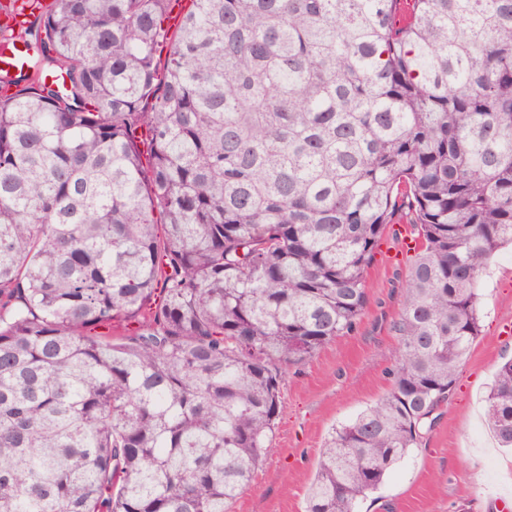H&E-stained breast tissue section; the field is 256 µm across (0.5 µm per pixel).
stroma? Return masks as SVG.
<instances>
[{
  "mask_svg": "<svg viewBox=\"0 0 512 512\" xmlns=\"http://www.w3.org/2000/svg\"><path fill=\"white\" fill-rule=\"evenodd\" d=\"M384 236L367 271L368 304L354 333L287 368L272 447L231 512H304L318 460L333 427L390 389L387 369L398 345L390 325L403 303L407 262L390 263ZM512 249L489 261L482 282L481 332L434 429L357 512H486L512 501L503 451L493 449L484 399L497 367L512 358Z\"/></svg>",
  "mask_w": 512,
  "mask_h": 512,
  "instance_id": "obj_1",
  "label": "stroma"
}]
</instances>
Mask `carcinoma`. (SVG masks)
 I'll use <instances>...</instances> for the list:
<instances>
[{"mask_svg":"<svg viewBox=\"0 0 512 512\" xmlns=\"http://www.w3.org/2000/svg\"><path fill=\"white\" fill-rule=\"evenodd\" d=\"M180 2L0 25L27 52L0 78V512H230L402 199L390 390L306 500L356 512L439 420L512 246V0H190L171 27ZM484 412L512 447V359Z\"/></svg>","mask_w":512,"mask_h":512,"instance_id":"carcinoma-1","label":"carcinoma"}]
</instances>
